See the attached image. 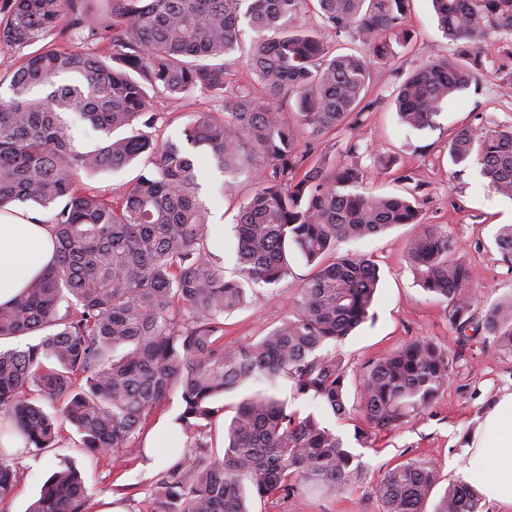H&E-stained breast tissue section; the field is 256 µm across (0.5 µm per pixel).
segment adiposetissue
<instances>
[{
    "label": "adipose tissue",
    "mask_w": 512,
    "mask_h": 512,
    "mask_svg": "<svg viewBox=\"0 0 512 512\" xmlns=\"http://www.w3.org/2000/svg\"><path fill=\"white\" fill-rule=\"evenodd\" d=\"M52 227L34 213L0 214V305H6L55 261ZM454 464L487 501L512 505V392L482 413L463 437Z\"/></svg>",
    "instance_id": "1"
}]
</instances>
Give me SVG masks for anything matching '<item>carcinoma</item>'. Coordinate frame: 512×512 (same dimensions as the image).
<instances>
[{
    "label": "carcinoma",
    "instance_id": "1",
    "mask_svg": "<svg viewBox=\"0 0 512 512\" xmlns=\"http://www.w3.org/2000/svg\"><path fill=\"white\" fill-rule=\"evenodd\" d=\"M8 0L0 50L36 47L0 96V210L29 205L50 212L57 261L8 307H0V340L34 335L35 343L0 348V435L22 449L0 447V502L21 477L18 459L58 447L57 416L68 420L91 458L108 449L145 453L147 420L179 393L175 418L183 450L153 480L152 512H249L248 496L333 497L363 476L357 455L323 414H346L347 371L336 345L373 318L381 275L370 258L329 259L336 244L406 224L421 230L408 243L419 286L448 302L459 338H493L512 353V296L475 319L466 264L454 257L448 231L424 224L417 198L361 191L362 172L300 148L284 119L295 100L299 126L313 136L354 130L370 69L393 57L392 42L409 38L410 0H315L319 29L360 42L367 54H332L321 34L293 22L310 0ZM440 28L463 42L453 56L433 58L394 90L402 124L435 127L448 99L478 85L485 68L479 41L512 37V0H432ZM255 32L245 65L261 86L224 99V110L189 122L183 136L210 149L224 188L246 172L255 184L236 219L235 275L207 246L208 211L199 199L193 157L157 142L154 100L224 89L239 23ZM108 45L107 55L55 43L57 32ZM75 113L105 135L77 150L63 114ZM128 129L131 134L115 137ZM144 157V172L119 199L87 188L81 174ZM461 174L480 164L487 187L512 200V129L462 128L448 141ZM494 243L512 269V224ZM313 266L294 310L259 339L224 346V314L248 292L277 286L291 273L289 256ZM448 350L431 339L402 345L370 364L358 405L368 431H391L422 414L448 385ZM284 380L293 399L316 403L303 412L273 393ZM251 386L225 428L223 454L212 426L220 399ZM431 463L410 459L376 485L385 512H425L436 485ZM81 472L61 462L44 480L29 512H88ZM433 512H483L467 481L448 483Z\"/></svg>",
    "mask_w": 512,
    "mask_h": 512
}]
</instances>
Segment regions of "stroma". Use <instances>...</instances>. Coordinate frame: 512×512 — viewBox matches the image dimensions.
Returning <instances> with one entry per match:
<instances>
[{"label": "stroma", "mask_w": 512, "mask_h": 512, "mask_svg": "<svg viewBox=\"0 0 512 512\" xmlns=\"http://www.w3.org/2000/svg\"><path fill=\"white\" fill-rule=\"evenodd\" d=\"M407 25L412 39L397 47L394 58L371 71L365 101L368 105L357 132L340 129L315 139L305 138L302 148L324 154L336 165H353L363 175V188L375 195L415 194L422 203L423 222L446 227L456 240L457 258L470 269L473 309L483 313L489 306L512 293V269L503 263L494 244L499 225L512 224V201L492 194L479 175L478 163H471L464 175H456L448 159V141L457 129L481 131L512 127V54L501 40L490 36L482 43L487 59L479 75V87L451 98L434 128L422 131L403 126L393 105L392 92L415 67L453 46L437 26L431 0H411ZM253 78L244 64L231 66L223 94L195 92L179 100L158 98L154 108L160 118L159 139L180 140L184 125L203 112L221 109L223 95L238 87L251 86ZM357 135L360 147L349 153L347 141ZM201 170V196L210 212L214 231L209 236L211 251L224 261L225 274L235 268L236 240L232 224L240 206L253 193L248 175L237 180L234 193L224 191V177L214 166L208 148L197 149ZM418 231L407 224L386 233L357 241L342 242L337 256L366 255L380 267L381 282L373 320L362 324L339 344L337 351L347 369L348 406L359 401L360 375L369 363L419 338H429L450 353L448 386L421 416L394 431L371 435L366 444L354 438L355 423L326 415L358 455L364 467L363 479L355 485L323 498L313 494L266 500L251 497L250 512H384L375 493L381 474L408 459H425L437 470L438 482L432 492L440 497L449 482L460 478L453 464L459 438L472 432L478 419L497 397L512 392V354L499 351L493 341L480 338L459 344L448 321V304L425 293L417 284L406 255V246ZM291 273L285 285L249 294L242 307L224 316V343L249 342L266 333L275 317L288 314L298 288L311 273L299 256L290 258ZM78 436L70 424H63L59 448L39 456L20 458L23 475L10 494L0 502V512H26L37 498L44 478L64 459L74 461L86 472L91 495L90 512H98L103 501L118 498L125 512H151L152 481L162 466L152 457H135L121 450L88 459L77 448Z\"/></svg>", "instance_id": "1"}]
</instances>
